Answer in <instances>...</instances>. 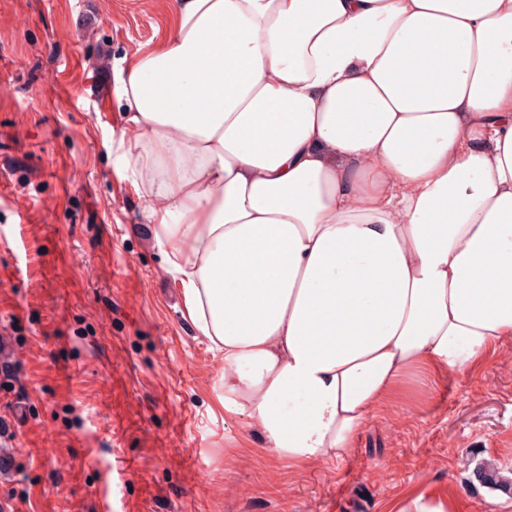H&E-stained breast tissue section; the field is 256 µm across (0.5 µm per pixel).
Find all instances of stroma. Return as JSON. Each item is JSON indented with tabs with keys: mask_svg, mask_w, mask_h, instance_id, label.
<instances>
[{
	"mask_svg": "<svg viewBox=\"0 0 512 512\" xmlns=\"http://www.w3.org/2000/svg\"><path fill=\"white\" fill-rule=\"evenodd\" d=\"M167 0H0V359L27 394L0 437V503L27 512H392L425 494L512 512V341L370 417L340 459L297 467L224 407L126 166L121 76Z\"/></svg>",
	"mask_w": 512,
	"mask_h": 512,
	"instance_id": "stroma-1",
	"label": "stroma"
}]
</instances>
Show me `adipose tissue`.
Segmentation results:
<instances>
[{
	"instance_id": "ef3b65f1",
	"label": "adipose tissue",
	"mask_w": 512,
	"mask_h": 512,
	"mask_svg": "<svg viewBox=\"0 0 512 512\" xmlns=\"http://www.w3.org/2000/svg\"><path fill=\"white\" fill-rule=\"evenodd\" d=\"M170 11L122 86L136 191L225 409L295 463L344 457L512 339V0Z\"/></svg>"
}]
</instances>
